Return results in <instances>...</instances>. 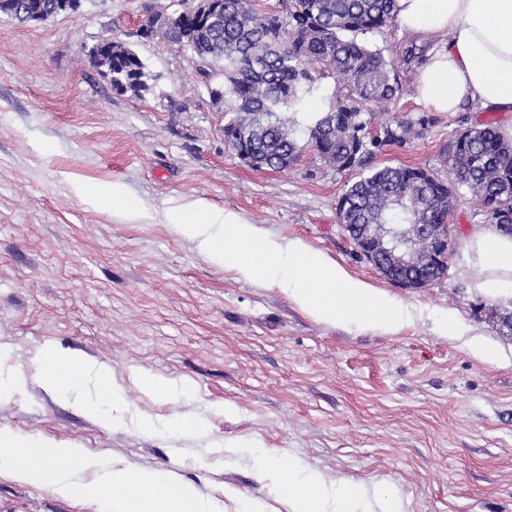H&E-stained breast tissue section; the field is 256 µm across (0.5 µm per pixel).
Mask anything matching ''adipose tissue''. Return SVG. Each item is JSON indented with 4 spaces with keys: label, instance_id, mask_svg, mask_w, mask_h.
Wrapping results in <instances>:
<instances>
[{
    "label": "adipose tissue",
    "instance_id": "adipose-tissue-1",
    "mask_svg": "<svg viewBox=\"0 0 512 512\" xmlns=\"http://www.w3.org/2000/svg\"><path fill=\"white\" fill-rule=\"evenodd\" d=\"M395 22L430 46L415 78L417 102L435 112L472 104L512 113V0H395ZM468 249L483 271L477 288L490 297L512 288V237L488 224L472 232ZM42 374L55 394L69 393L83 378L94 376L113 413L125 410L122 389L104 366L50 350L43 356ZM260 459L265 477L280 486L289 512H325L324 503L334 498L341 501L342 512H366L363 484L332 491L292 458L264 452ZM0 464L16 479L49 486L65 497H108L113 512H211L195 488L172 472L107 465L81 449L35 444L9 431L0 430ZM79 470L90 473V480L76 479Z\"/></svg>",
    "mask_w": 512,
    "mask_h": 512
}]
</instances>
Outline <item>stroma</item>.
I'll list each match as a JSON object with an SVG mask.
<instances>
[{
	"mask_svg": "<svg viewBox=\"0 0 512 512\" xmlns=\"http://www.w3.org/2000/svg\"><path fill=\"white\" fill-rule=\"evenodd\" d=\"M180 0H80L42 23L0 15V374L23 385L0 395V430L52 440L133 469L174 472L223 512H289L280 488L257 476L259 460L227 443L259 442L335 487L365 484L403 512H512V337L476 283L468 238L486 216L467 188L448 221L457 241L445 275L400 288L359 259L336 218L358 170L326 167L312 150L285 171L255 170L224 142L229 115L196 72L197 60L167 41L137 37L151 14ZM110 37L146 66L144 96L113 89L89 50ZM401 86L389 111L425 114L413 92V38L391 27L367 35ZM406 145L384 147L370 167L416 165L450 177L456 131L512 115L474 108L434 113ZM123 184L143 217L96 202L95 186ZM206 201L238 213L264 237L299 241L401 303L410 321L393 330L317 320L278 286L243 279L201 253L168 223L167 208ZM451 316L463 333L438 329ZM483 335L500 357L472 355ZM54 349L106 365L127 412L112 424L87 413L95 383L71 397L47 391L40 364ZM185 384L186 395L146 393L132 372ZM203 426L175 432L167 419ZM154 429L146 430L142 421ZM106 502L64 499L0 471V512H107Z\"/></svg>",
	"mask_w": 512,
	"mask_h": 512,
	"instance_id": "stroma-1",
	"label": "stroma"
}]
</instances>
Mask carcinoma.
<instances>
[{"label":"carcinoma","mask_w":512,"mask_h":512,"mask_svg":"<svg viewBox=\"0 0 512 512\" xmlns=\"http://www.w3.org/2000/svg\"><path fill=\"white\" fill-rule=\"evenodd\" d=\"M393 8L394 0H288L284 20L262 0H222L208 26L189 20L172 43L194 53L207 83L222 65L225 108L233 113L224 125V141L234 152H257L263 167L285 170L300 161L308 145L325 166L352 170L387 145L407 143L415 126L424 130L433 123L422 115L415 122L386 121L375 135L368 130L399 85L392 65L359 36L392 26ZM93 61L107 69L115 89L136 96L148 90L145 66L126 44ZM327 79L340 87L328 109L298 120ZM283 112L293 113L292 120H283ZM448 168V181L422 167L362 172L340 197L337 220L350 236L362 238L371 224H444L456 187L464 186L479 199L489 223L512 227V143L494 123L457 131Z\"/></svg>","instance_id":"carcinoma-1"}]
</instances>
